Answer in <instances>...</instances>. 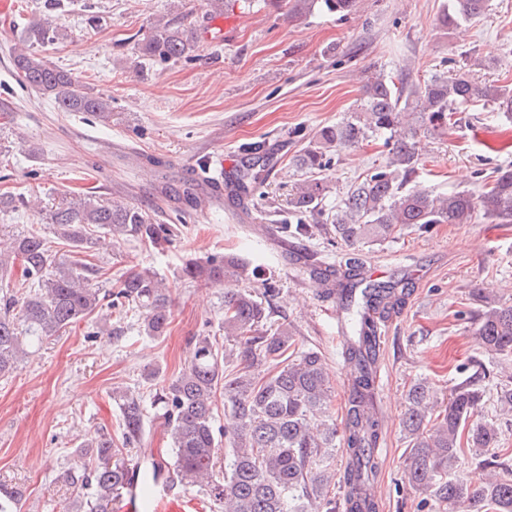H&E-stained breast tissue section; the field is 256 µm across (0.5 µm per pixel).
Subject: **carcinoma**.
<instances>
[{
    "label": "carcinoma",
    "mask_w": 512,
    "mask_h": 512,
    "mask_svg": "<svg viewBox=\"0 0 512 512\" xmlns=\"http://www.w3.org/2000/svg\"><path fill=\"white\" fill-rule=\"evenodd\" d=\"M329 13L349 14L356 0H294L292 11L301 15L316 3ZM486 0H450L438 17L440 27L452 31L481 17ZM26 39L32 45L58 39L48 25L31 23ZM137 57L169 63L190 60L196 42L184 25L166 22L135 43ZM14 68L25 86L50 97L63 112H81L102 123L112 112L102 97L88 91L68 70L49 64L33 51L19 50ZM494 104L512 117V86L483 84L464 72L434 75L422 85L398 87L382 75L367 81L363 98L351 115L322 127L316 139L296 156L297 168L310 174L329 163L327 153L358 146L368 138L388 135L389 158L345 192L336 212L323 224H284L291 239L321 235L330 243L347 246L382 241L408 229L427 230L434 224H465L475 208L493 224H512V168L501 169L490 186L436 196L418 181L421 154L418 134L444 129L454 110L474 99ZM265 157L252 153L237 180L258 178ZM325 188L319 179H306L290 194L292 214L319 210ZM55 234L79 258L65 263L38 234H0V276L22 267L15 291L0 296V376L21 365L28 348L62 334L72 324L106 307L120 313L144 310L143 331L162 336L170 324L171 298L158 274L132 269L116 283L109 297L100 295L94 279L100 269L85 258L102 242L98 228L114 240L133 239L162 250L175 237L173 224H154L138 206L119 204L92 192L63 198L50 212ZM183 275L198 285L221 283L226 278L247 284L224 293V348L216 337L196 338L181 371L160 378V369L146 378L162 379L151 405L164 420L172 443V458L150 457V468L165 481L200 487L218 502L222 512H379L368 495L378 471L374 454L381 422L374 409L372 366L379 353L378 329L399 309L409 284H372L361 296L359 261L350 253L339 256L338 268L319 277H336L347 309L353 336L343 350L351 366L348 407L342 425L328 411L329 372L318 349L296 351L288 325L271 324L270 310L256 299L250 284L258 270L235 255L210 256L185 263ZM476 336L483 349L512 360V304L480 300ZM480 376L455 385L448 404L436 419L428 415L432 387L423 381L412 387L402 420L409 438L407 478L410 485L439 504L461 512H512V466L498 452V429L479 419L484 390ZM224 397L227 418L216 432L214 405ZM121 404L122 444L147 445L145 409L125 394ZM347 462L342 475L333 466L337 445ZM471 451V474H456L463 448ZM224 451V471L215 458ZM84 463L64 474L65 480L90 495L78 496V512H114L124 496H147L151 486L132 489L129 469L135 462L110 438L79 444ZM338 483L341 498L330 494ZM22 491L0 481V512H17Z\"/></svg>",
    "instance_id": "cac0c4a2"
}]
</instances>
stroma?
I'll return each mask as SVG.
<instances>
[{
    "mask_svg": "<svg viewBox=\"0 0 512 512\" xmlns=\"http://www.w3.org/2000/svg\"><path fill=\"white\" fill-rule=\"evenodd\" d=\"M447 5L356 0L354 10L339 17L318 9L295 16L290 6L269 0H227L216 16L207 0H16L15 12L0 22V103L9 106L0 111V193L32 196L40 205L0 212V230L52 237V206L90 189L179 229L165 250L125 241L96 250L93 258L102 270L97 286L106 293L134 265L165 279L172 299L166 335H145L140 311L93 317L34 346L29 359L0 378V480L23 488L18 512H70L77 493L64 474L82 463L77 445L90 436L121 438L114 392L141 401L154 449L169 451L143 377L157 366L165 377L175 376L193 339L217 334L224 317V285L184 280L181 268L191 258L234 252L271 270L274 294L260 286L255 294L273 322L291 327L300 346L321 349L330 369V410L343 417L351 368L338 354L342 305L305 271L311 263L334 262L337 250L321 236L282 248L266 231L288 219V195L304 178L294 156L321 127L359 105L367 78L381 74L418 85L434 74L469 70L487 84H512V0H488L479 21L452 33L437 26ZM162 20L192 29L197 56L137 68L135 40ZM34 21L62 32L39 54L108 98L110 123L60 111L18 82L12 54ZM503 141H512V122L502 113L482 100L461 106L447 129L422 134L419 180L437 195L491 183L497 169L512 166V150L495 149ZM253 145L269 150L272 160L247 208L210 197L183 212L182 185L199 160L225 159L237 167ZM387 156L376 137L334 154L318 174L323 213H334L351 183ZM358 254L368 280L414 286L388 320L375 364L374 407L384 442L372 489L380 512H420L423 494L406 477L408 391L428 381L438 406H445L474 356L488 373V391L512 376L511 361L482 351L470 318L471 288L512 303V224L490 223L478 210L467 223L404 231L360 245Z\"/></svg>",
    "mask_w": 512,
    "mask_h": 512,
    "instance_id": "1",
    "label": "stroma"
}]
</instances>
